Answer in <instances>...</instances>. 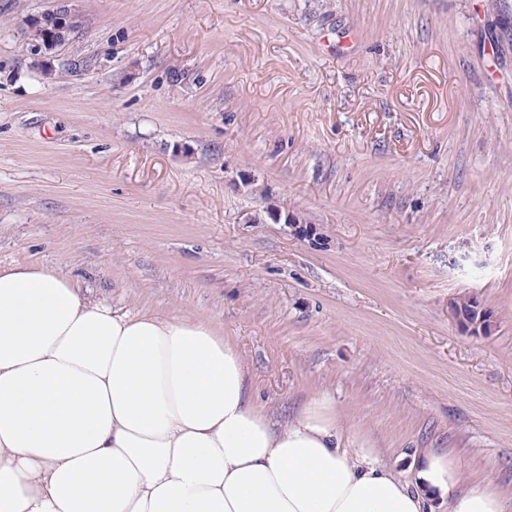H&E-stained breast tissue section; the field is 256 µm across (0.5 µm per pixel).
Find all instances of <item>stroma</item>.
Segmentation results:
<instances>
[{
	"instance_id": "stroma-1",
	"label": "stroma",
	"mask_w": 512,
	"mask_h": 512,
	"mask_svg": "<svg viewBox=\"0 0 512 512\" xmlns=\"http://www.w3.org/2000/svg\"><path fill=\"white\" fill-rule=\"evenodd\" d=\"M0 0V265L213 324L257 402L327 391L512 487V0ZM477 296L492 335L451 301ZM56 8L35 16L29 20L25 25L27 31L30 33V38L27 39L32 48L42 51L43 47L39 40L42 32L49 27L52 28L56 37L52 39V49L55 47L56 42H66L67 34H76V37L81 34L80 22L77 19V14L69 8L67 0H57ZM458 302H451L448 312L469 331L487 336L495 330L497 320L490 307L479 305L464 311L461 304H456Z\"/></svg>"
}]
</instances>
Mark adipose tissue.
<instances>
[{"label":"adipose tissue","mask_w":512,"mask_h":512,"mask_svg":"<svg viewBox=\"0 0 512 512\" xmlns=\"http://www.w3.org/2000/svg\"><path fill=\"white\" fill-rule=\"evenodd\" d=\"M329 393L277 417L213 325L112 308L41 265L0 266V512H512L418 448L378 461Z\"/></svg>","instance_id":"ef3b65f1"}]
</instances>
